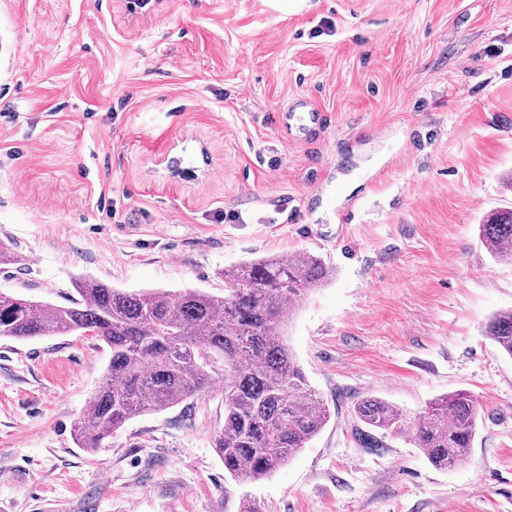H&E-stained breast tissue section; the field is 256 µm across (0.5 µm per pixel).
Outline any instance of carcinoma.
Segmentation results:
<instances>
[{
	"label": "carcinoma",
	"instance_id": "obj_1",
	"mask_svg": "<svg viewBox=\"0 0 512 512\" xmlns=\"http://www.w3.org/2000/svg\"><path fill=\"white\" fill-rule=\"evenodd\" d=\"M493 257L512 262V209L480 225ZM331 269L309 253L250 260L224 270V295L186 289L127 292L91 277L75 281L67 306L0 291V337H99L112 351L90 409L74 427L90 451L145 411L180 404L224 374V425L214 448L236 481L265 478L307 447L331 418L283 339L282 326ZM486 335L512 358V309L495 314ZM367 429L407 430L393 404L367 396L353 409ZM479 405L459 390L428 403L414 430L416 447L440 469L465 463L477 432Z\"/></svg>",
	"mask_w": 512,
	"mask_h": 512
}]
</instances>
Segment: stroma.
Here are the masks:
<instances>
[{"label": "stroma", "instance_id": "35a3bbf8", "mask_svg": "<svg viewBox=\"0 0 512 512\" xmlns=\"http://www.w3.org/2000/svg\"><path fill=\"white\" fill-rule=\"evenodd\" d=\"M510 209L512 0H0V245L24 259L1 291L220 296L225 268L303 252L334 270L284 326L333 415L257 482L211 446L221 383L92 452L73 427L106 344L0 337V512H512V358L484 333L512 264L479 239ZM457 390L480 404L464 465L408 431L360 445L362 398L411 424Z\"/></svg>", "mask_w": 512, "mask_h": 512}]
</instances>
